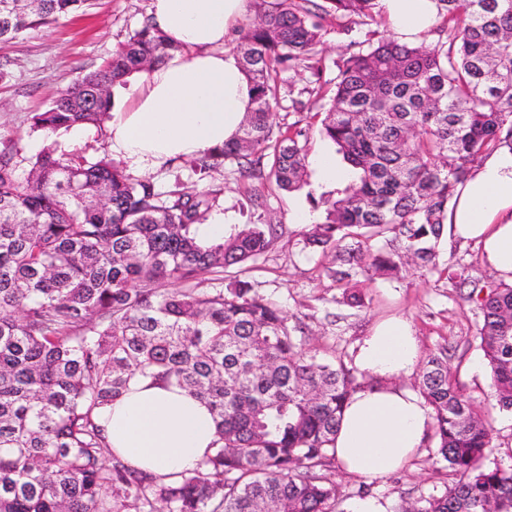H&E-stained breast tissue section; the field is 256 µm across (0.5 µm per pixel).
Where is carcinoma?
I'll list each match as a JSON object with an SVG mask.
<instances>
[{
  "label": "carcinoma",
  "mask_w": 512,
  "mask_h": 512,
  "mask_svg": "<svg viewBox=\"0 0 512 512\" xmlns=\"http://www.w3.org/2000/svg\"><path fill=\"white\" fill-rule=\"evenodd\" d=\"M0 41L75 14L89 0H5ZM378 0H261L236 45L251 107L224 147L189 160L205 178L232 165L255 181L250 219L220 240L200 227L220 191L162 194L104 153L46 145L19 172L0 152V512H341L329 468L345 401L366 380L345 354L304 350L299 328L253 272L290 230L265 214L270 183L308 185L305 129L275 122L278 76L301 68L321 92L323 44L379 15ZM438 24L417 44L353 42L335 62L322 135L354 170L317 201L323 220L297 232L302 250L331 251L325 274L342 302L364 306L359 279L413 264L470 292L497 404L512 410V284H480L440 261L444 220L460 185L512 146V0H434ZM174 49L145 15L112 56L33 116L47 135L101 126L112 87ZM203 271L224 286L197 287ZM177 282L179 288H169ZM175 382L206 401L221 444L202 468L165 481L112 453L99 408L136 376ZM436 456L450 484L400 512H512V464L492 467L487 417L452 379L448 344L422 364Z\"/></svg>",
  "instance_id": "1"
}]
</instances>
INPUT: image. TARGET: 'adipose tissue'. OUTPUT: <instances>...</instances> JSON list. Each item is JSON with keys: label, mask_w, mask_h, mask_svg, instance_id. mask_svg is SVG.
I'll return each instance as SVG.
<instances>
[{"label": "adipose tissue", "mask_w": 512, "mask_h": 512, "mask_svg": "<svg viewBox=\"0 0 512 512\" xmlns=\"http://www.w3.org/2000/svg\"><path fill=\"white\" fill-rule=\"evenodd\" d=\"M396 38L412 43L437 21L434 0H378ZM248 0H150L148 13L177 50L146 72L133 73L126 103L108 121L113 156L154 172L175 161L223 147L237 133L250 86L237 56L224 44ZM454 237L482 246L487 266L512 282V148L502 147L470 174L448 210ZM419 359L409 322L378 323L359 342L355 364L377 386L356 392L335 437L343 469L378 481L406 466L432 429L430 407L399 385ZM97 420L113 453L129 466L163 477L199 467L218 439L206 402L173 383L135 376L103 406Z\"/></svg>", "instance_id": "adipose-tissue-1"}]
</instances>
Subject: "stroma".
I'll return each mask as SVG.
<instances>
[{"label":"stroma","instance_id":"1","mask_svg":"<svg viewBox=\"0 0 512 512\" xmlns=\"http://www.w3.org/2000/svg\"><path fill=\"white\" fill-rule=\"evenodd\" d=\"M148 5L149 0H91L85 12L0 43V64L7 71L6 78L0 80V152L16 143L23 156L40 152L47 139L33 130V115L45 111L61 92L111 55L139 27ZM327 107V100L313 96L300 114L290 113L284 106L278 109L279 125L296 121L306 128L307 158L311 161L336 152L321 134ZM151 178L162 193L177 182L190 189L204 183L222 187L225 233H234L249 220V182L239 175L218 171L202 182L178 162L152 173ZM336 188V182L324 180L317 169H310L309 184L301 190L289 193L268 187L267 215L273 223L301 229L306 217L322 216L314 208L315 199ZM331 263V258L308 254L297 242L284 240L266 256L255 277L265 295L302 323L307 344H333L354 352L375 322L392 315L410 321L422 354L447 344L448 364L460 386L489 413L495 446L488 463L512 461V412L498 408L490 371L481 365L483 353L477 334L482 315L476 304L459 299L448 281L414 269L398 279L361 283L366 305L353 308L340 303L341 291L330 278L315 276L316 266ZM446 482L435 448L429 443L405 469L371 483L370 488L389 501L391 512H398L402 504L420 496L442 493Z\"/></svg>","mask_w":512,"mask_h":512}]
</instances>
